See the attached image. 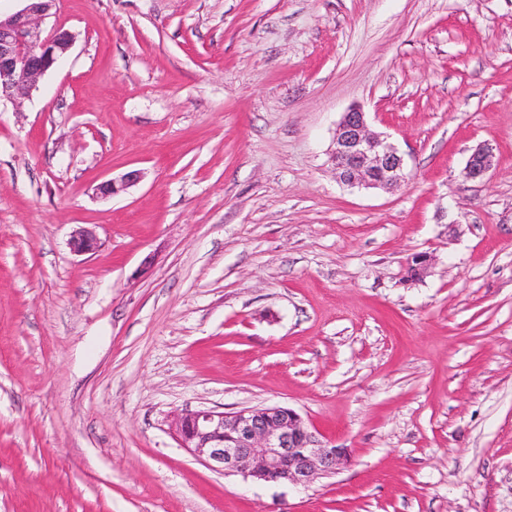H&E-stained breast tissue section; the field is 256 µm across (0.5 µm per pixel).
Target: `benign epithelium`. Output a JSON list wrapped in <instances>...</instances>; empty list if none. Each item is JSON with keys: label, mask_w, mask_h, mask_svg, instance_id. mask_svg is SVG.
I'll return each instance as SVG.
<instances>
[{"label": "benign epithelium", "mask_w": 512, "mask_h": 512, "mask_svg": "<svg viewBox=\"0 0 512 512\" xmlns=\"http://www.w3.org/2000/svg\"><path fill=\"white\" fill-rule=\"evenodd\" d=\"M18 13L0 18V100L20 103L39 80L68 53L73 35L62 29L44 33L42 22L57 0H26ZM330 161L339 181L350 187L392 189L407 178L404 156L373 131L357 107L343 113L333 140ZM493 166L492 148L481 145L471 153L465 173L481 180ZM130 171L120 180L102 182L99 193L113 196L139 181ZM80 254L94 253L99 240L81 228L69 242ZM176 439L209 469L242 475L258 483L307 487L347 462L346 451L317 436L294 409L270 405L226 413L213 408L187 411L173 420Z\"/></svg>", "instance_id": "1"}]
</instances>
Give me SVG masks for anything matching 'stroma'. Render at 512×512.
I'll return each mask as SVG.
<instances>
[{"label":"stroma","instance_id":"1","mask_svg":"<svg viewBox=\"0 0 512 512\" xmlns=\"http://www.w3.org/2000/svg\"><path fill=\"white\" fill-rule=\"evenodd\" d=\"M43 27L72 49L0 103V512H512V0H57ZM354 106L404 185L337 180ZM274 404L350 464L259 484L172 429ZM492 166V148L481 145L471 153L465 167V173L467 178L471 180H481L491 170ZM71 249L80 254L94 253L99 248V240L93 230L81 228L76 231L69 242Z\"/></svg>","mask_w":512,"mask_h":512}]
</instances>
